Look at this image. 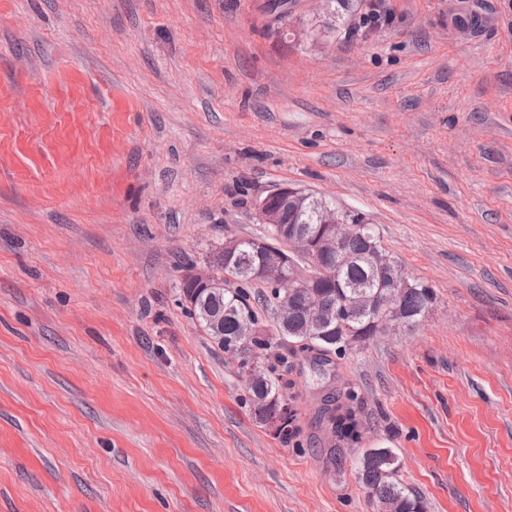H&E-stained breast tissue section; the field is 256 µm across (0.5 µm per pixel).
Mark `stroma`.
Returning <instances> with one entry per match:
<instances>
[{
	"label": "stroma",
	"instance_id": "1",
	"mask_svg": "<svg viewBox=\"0 0 512 512\" xmlns=\"http://www.w3.org/2000/svg\"><path fill=\"white\" fill-rule=\"evenodd\" d=\"M272 2L0 0V512H376L381 446L426 512H512V0L300 41L319 0ZM281 185L437 294L330 377L290 358L288 442L181 290Z\"/></svg>",
	"mask_w": 512,
	"mask_h": 512
}]
</instances>
